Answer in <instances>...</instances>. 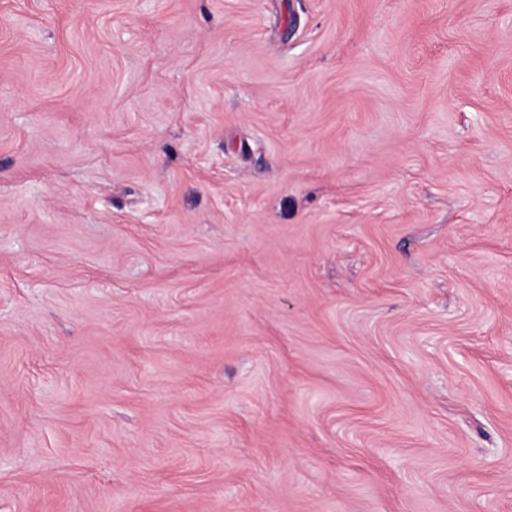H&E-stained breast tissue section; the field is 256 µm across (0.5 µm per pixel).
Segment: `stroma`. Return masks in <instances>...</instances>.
I'll list each match as a JSON object with an SVG mask.
<instances>
[{"label": "stroma", "mask_w": 512, "mask_h": 512, "mask_svg": "<svg viewBox=\"0 0 512 512\" xmlns=\"http://www.w3.org/2000/svg\"><path fill=\"white\" fill-rule=\"evenodd\" d=\"M0 512H512V0H0Z\"/></svg>", "instance_id": "stroma-1"}]
</instances>
